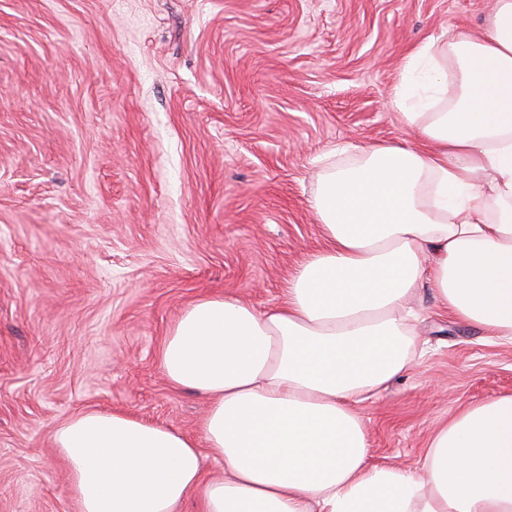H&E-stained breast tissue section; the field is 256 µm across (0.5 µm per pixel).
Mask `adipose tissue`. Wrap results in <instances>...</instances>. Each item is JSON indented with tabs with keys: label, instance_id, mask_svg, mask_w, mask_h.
I'll use <instances>...</instances> for the list:
<instances>
[{
	"label": "adipose tissue",
	"instance_id": "1",
	"mask_svg": "<svg viewBox=\"0 0 512 512\" xmlns=\"http://www.w3.org/2000/svg\"><path fill=\"white\" fill-rule=\"evenodd\" d=\"M394 104L418 145L319 181L324 245L280 302L206 297L166 336L169 383L210 399L199 437L99 411L55 431L79 512H512L511 393L461 406L412 469L370 462L360 411L425 350L420 289L512 346V0L416 45Z\"/></svg>",
	"mask_w": 512,
	"mask_h": 512
}]
</instances>
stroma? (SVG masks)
<instances>
[{"mask_svg": "<svg viewBox=\"0 0 512 512\" xmlns=\"http://www.w3.org/2000/svg\"><path fill=\"white\" fill-rule=\"evenodd\" d=\"M491 2L0 0V512H77L53 446L77 412L198 434L164 337L204 297L280 301L324 244L320 175L414 145L403 56ZM416 308L427 355L362 406L381 465L512 392L511 348Z\"/></svg>", "mask_w": 512, "mask_h": 512, "instance_id": "stroma-1", "label": "stroma"}]
</instances>
